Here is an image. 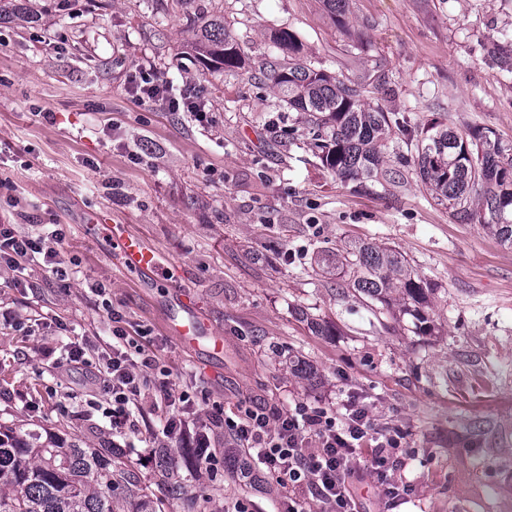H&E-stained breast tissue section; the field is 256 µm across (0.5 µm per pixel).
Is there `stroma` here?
<instances>
[{
    "mask_svg": "<svg viewBox=\"0 0 512 512\" xmlns=\"http://www.w3.org/2000/svg\"><path fill=\"white\" fill-rule=\"evenodd\" d=\"M0 21V222L29 234L57 224V283L44 265L0 267V423L83 448L123 447L152 491L181 486L196 512H270L273 488L240 481L210 431L213 473L164 440L160 473L146 448L162 437L153 391L137 433L113 440L71 346L112 340L103 287L128 331L146 326L175 393L235 412L244 399L364 405L407 441L391 512H512V249L452 220L417 181L403 138L389 152L404 177L358 192L324 168L301 113L256 79L272 31L302 42L312 66L342 80L381 77L378 102L410 124L493 130L512 150V0H349L335 21L323 0H22ZM223 18L245 51L236 73L206 70L189 47L198 13ZM142 72L194 86L209 119L151 110L129 89ZM122 224L163 259L129 273L94 226ZM400 251L439 287L429 332L346 288L325 254L360 243ZM24 286H17V278ZM189 295L224 351L184 350L164 328ZM332 328L320 336L308 320ZM305 361L315 375L294 370Z\"/></svg>",
    "mask_w": 512,
    "mask_h": 512,
    "instance_id": "stroma-1",
    "label": "stroma"
}]
</instances>
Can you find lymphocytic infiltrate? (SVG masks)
<instances>
[{"instance_id": "f902f5d3", "label": "lymphocytic infiltrate", "mask_w": 512, "mask_h": 512, "mask_svg": "<svg viewBox=\"0 0 512 512\" xmlns=\"http://www.w3.org/2000/svg\"><path fill=\"white\" fill-rule=\"evenodd\" d=\"M141 104L170 112H189L197 120H207L203 100L195 94L172 98L166 85L145 82L139 88ZM60 230L39 235H23L13 225L0 224V265L14 269L37 260L43 261L53 277L69 282L72 271L55 261L53 241ZM102 306L110 311L114 326L112 346L87 353L81 346L68 351L67 365L88 370L94 382L111 395L112 405L107 416L113 433L122 435L135 431L133 406L142 390L151 389L164 407H179L180 414L168 418L163 428L186 447L196 449L201 465L211 466L209 438L201 425L192 418L195 402L189 395H174L167 370L161 368L156 353L140 342L147 329L130 334L121 325L122 314L114 309L111 300ZM212 426L223 428L231 448L245 449L238 469L241 477L274 485L280 512H305L308 498L328 503L331 512H358L353 484L357 477L355 462L367 441H374L371 456L365 465L382 486V498L389 501L406 495V484L392 481L391 471L400 462L398 436H375L374 423L368 412L353 401L336 406H312L304 402L294 408L272 415L264 408L239 403L235 416L224 413L221 404H213L209 415Z\"/></svg>"}]
</instances>
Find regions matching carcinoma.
<instances>
[{
    "mask_svg": "<svg viewBox=\"0 0 512 512\" xmlns=\"http://www.w3.org/2000/svg\"><path fill=\"white\" fill-rule=\"evenodd\" d=\"M192 50L207 66L228 74L245 64L242 47L227 33L224 20L201 15L194 22ZM282 57L265 62L261 78L285 105L306 115L311 147L322 165L354 190L387 176V145L400 121L365 90L315 69L302 56L296 34H271ZM415 172L423 188L448 203L452 218L478 224L501 245L512 248V155L475 127L466 133L432 124L415 143ZM348 276V287L371 305L393 308L429 330L435 284L414 273L401 252L363 243L323 258ZM0 512H158L135 469L116 448L38 445L0 425Z\"/></svg>",
    "mask_w": 512,
    "mask_h": 512,
    "instance_id": "carcinoma-1",
    "label": "carcinoma"
}]
</instances>
